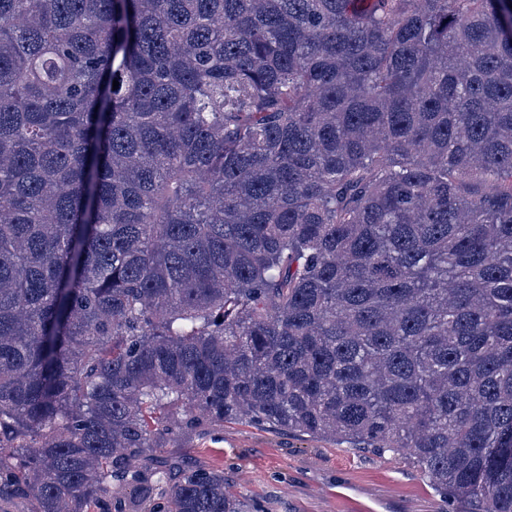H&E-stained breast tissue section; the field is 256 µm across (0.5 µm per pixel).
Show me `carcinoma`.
<instances>
[{"label": "carcinoma", "mask_w": 512, "mask_h": 512, "mask_svg": "<svg viewBox=\"0 0 512 512\" xmlns=\"http://www.w3.org/2000/svg\"><path fill=\"white\" fill-rule=\"evenodd\" d=\"M243 420L512 512V0H0V502Z\"/></svg>", "instance_id": "obj_1"}]
</instances>
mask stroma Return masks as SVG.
<instances>
[{"instance_id": "obj_1", "label": "stroma", "mask_w": 512, "mask_h": 512, "mask_svg": "<svg viewBox=\"0 0 512 512\" xmlns=\"http://www.w3.org/2000/svg\"><path fill=\"white\" fill-rule=\"evenodd\" d=\"M162 456L223 471L262 512H448L446 498L403 458L245 421L175 436Z\"/></svg>"}]
</instances>
